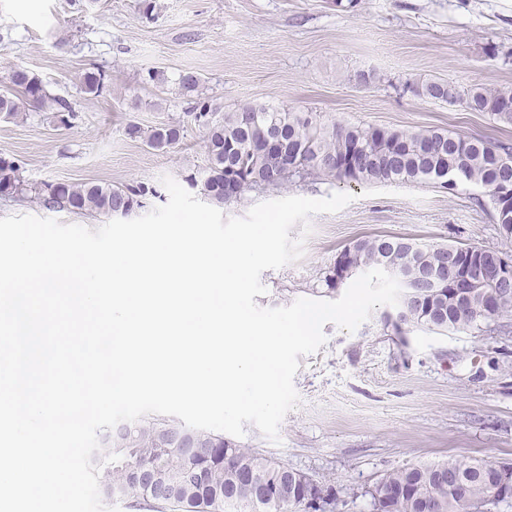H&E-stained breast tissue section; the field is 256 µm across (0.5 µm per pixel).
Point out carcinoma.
Listing matches in <instances>:
<instances>
[{
    "instance_id": "1",
    "label": "carcinoma",
    "mask_w": 512,
    "mask_h": 512,
    "mask_svg": "<svg viewBox=\"0 0 512 512\" xmlns=\"http://www.w3.org/2000/svg\"><path fill=\"white\" fill-rule=\"evenodd\" d=\"M6 89L0 92V115L16 119L25 108L48 109L45 120L69 125L68 103L52 96L43 80L22 63L10 67ZM201 77L193 72L179 76V93L190 101L187 115L203 130L207 163L203 171L185 181L201 186L216 204L240 201L251 191L280 188L296 179H349L361 183L434 181L451 189L465 180L484 190L494 221L512 237V147L482 139H467L443 129L421 132L327 126L314 112H293L266 104L243 103L221 111L200 96ZM417 96L448 104L462 102L473 112H487L504 127H512V88L473 86L462 94L448 93V84L430 81L410 85ZM277 130L284 139L280 160L259 147ZM126 135L149 147L165 150L177 145L184 127L167 124L144 130L137 123ZM20 165L0 157V196L22 193ZM50 210L127 217L144 207V200L160 196L144 184L112 187L95 182L45 183L38 192ZM503 252L497 249L423 244L412 238L375 235L357 239L341 251L346 274L329 267L318 281L333 292L354 273L380 268L387 272L403 267L413 277L427 274L431 288H403V324L436 331H467L481 322L512 315V289L503 287L497 270ZM187 432L205 445L195 459L156 446L157 436L169 430ZM99 485L119 491V497L148 501L155 486L142 475L167 479L193 467L206 480L177 492L173 502L160 506L173 512H326L339 508L336 494L324 490L317 502L303 494V473L224 438L212 430L190 428L174 419L151 414L135 422L99 433ZM242 477H251L267 488L266 497L252 498L231 490ZM490 471L486 462L448 459L416 464L386 473L368 491L376 512H477L491 504Z\"/></svg>"
}]
</instances>
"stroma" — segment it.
<instances>
[{"instance_id": "35a3bbf8", "label": "stroma", "mask_w": 512, "mask_h": 512, "mask_svg": "<svg viewBox=\"0 0 512 512\" xmlns=\"http://www.w3.org/2000/svg\"><path fill=\"white\" fill-rule=\"evenodd\" d=\"M0 0V81L25 64L48 92L68 102L70 126L46 123L39 110L0 118V157L21 167L26 189L0 197V217L30 214L96 229L104 215L40 205L44 182L112 186L162 177L183 181L205 164L203 132L189 124L175 148L155 150L127 138L135 122L155 127L186 118L182 71L197 72L202 94L223 110L241 103L320 113L324 123L418 132L443 128L465 138L512 142V127L462 104L422 99L406 85L438 80L460 91L512 87V0ZM168 81L156 88L149 70ZM377 78L358 83L357 71ZM105 76L99 93L82 76ZM353 200L310 219L302 257L261 275L260 307L301 297L324 299L316 274L358 238L399 235L427 244L499 249L512 237L475 203L481 190L458 182L358 184L310 180L247 193L222 206L241 217L285 197ZM392 306L376 307L354 333L328 323L325 345L300 357V402L283 419L279 442L246 425L240 442L332 488L342 512H371L366 492L401 467L446 458L512 463V316L481 328L436 332L396 329Z\"/></svg>"}]
</instances>
